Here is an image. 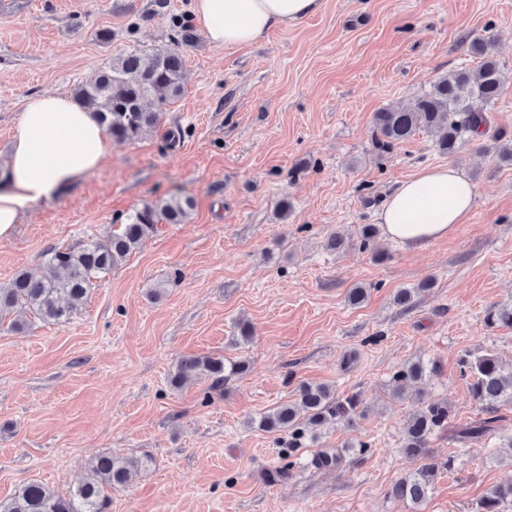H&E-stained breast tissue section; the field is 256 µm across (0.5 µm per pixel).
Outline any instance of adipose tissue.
<instances>
[{"label":"adipose tissue","instance_id":"adipose-tissue-1","mask_svg":"<svg viewBox=\"0 0 512 512\" xmlns=\"http://www.w3.org/2000/svg\"><path fill=\"white\" fill-rule=\"evenodd\" d=\"M324 0H192L194 22L219 48L256 42L275 28L318 13ZM112 140L92 113L63 94L28 98L12 130V148L0 163V239L9 238L26 212L95 170ZM476 186L456 167L419 170L385 197L377 220L385 235L422 249L465 223Z\"/></svg>","mask_w":512,"mask_h":512}]
</instances>
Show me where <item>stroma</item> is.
<instances>
[{
    "mask_svg": "<svg viewBox=\"0 0 512 512\" xmlns=\"http://www.w3.org/2000/svg\"><path fill=\"white\" fill-rule=\"evenodd\" d=\"M190 2L0 0V162L30 95L73 93L131 49L173 46ZM479 35L509 78L483 137L448 156L421 130L375 151V113L477 67ZM183 55L185 91L160 126L114 145L0 240L6 288L48 250L107 236L145 204L194 203L186 223L157 224L68 323L0 324V499L31 481L67 494L90 458L109 454L147 462L112 490L111 512H411L391 489L419 465L401 445L422 395L449 401L452 428L430 448L457 461L420 512H476L488 487L512 480L499 453L512 409L481 442L452 434L478 416L459 359L512 363V329L484 322L489 306L512 305V162L497 154L512 145V0H324L251 45L199 34ZM444 164L477 186L467 221L424 250L383 235L360 248L384 196ZM335 235L344 250L327 248ZM357 285L370 294L354 306ZM402 288L416 289L411 306L394 303ZM196 355L248 369L217 391L205 376L171 387L179 359ZM418 358L436 372L422 392L395 394L394 373ZM302 383L361 393L367 411L355 428H319L299 456L358 440L370 453L276 479L288 436L259 420Z\"/></svg>",
    "mask_w": 512,
    "mask_h": 512,
    "instance_id": "stroma-1",
    "label": "stroma"
}]
</instances>
